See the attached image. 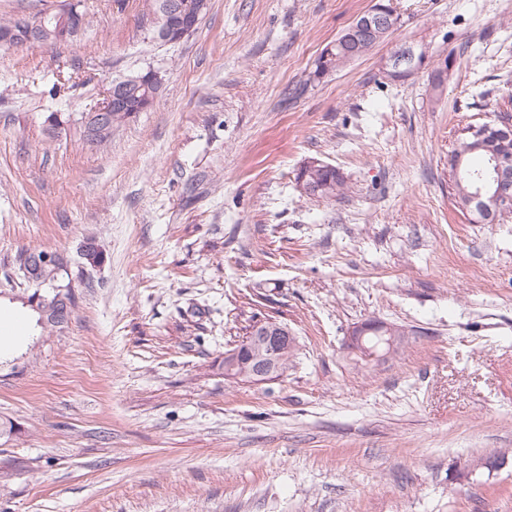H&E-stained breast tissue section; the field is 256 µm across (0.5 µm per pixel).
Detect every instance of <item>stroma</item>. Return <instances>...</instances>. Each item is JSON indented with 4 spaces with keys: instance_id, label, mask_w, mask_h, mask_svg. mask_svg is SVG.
I'll return each instance as SVG.
<instances>
[{
    "instance_id": "obj_1",
    "label": "stroma",
    "mask_w": 512,
    "mask_h": 512,
    "mask_svg": "<svg viewBox=\"0 0 512 512\" xmlns=\"http://www.w3.org/2000/svg\"><path fill=\"white\" fill-rule=\"evenodd\" d=\"M400 27L348 67L321 51L373 0H211L151 38L149 0H83L71 43L0 48L4 258L72 259L68 327L0 355V512H512V216L450 194L468 125L512 108V0H389ZM431 68L389 79L396 44ZM159 69L153 105L91 146L47 134L113 78ZM310 159L344 197L297 187ZM95 239L106 260L81 268ZM288 325L287 374L226 379L253 321ZM368 320L385 358L346 349ZM496 456L490 468L477 457ZM159 11L160 28L157 39L166 44L178 43L188 32L197 28L202 20L201 9L195 14H187L183 11L180 0L163 1ZM371 335V344L376 342V338L379 336L383 342L389 346H393L394 341L398 336H395V327L393 325L382 323V322H365L361 325L356 326L349 336L348 347L353 350L366 351L368 350L364 344L366 336Z\"/></svg>"
}]
</instances>
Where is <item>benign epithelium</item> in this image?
Instances as JSON below:
<instances>
[{
  "mask_svg": "<svg viewBox=\"0 0 512 512\" xmlns=\"http://www.w3.org/2000/svg\"><path fill=\"white\" fill-rule=\"evenodd\" d=\"M202 11L190 15L183 11L180 0H163L160 4L158 19L160 28L157 39L166 44L179 42L187 33L193 31L201 22ZM391 15L386 10L373 12L353 22L345 38L349 47L356 46L360 41L373 37L375 31L389 24ZM85 20L79 10V3L64 4L54 12V28H49L45 16L32 15L15 19L0 29V44L11 48H23L36 45H56L67 42L81 29ZM426 61V52L409 44H401L393 52L386 63V72H415L420 70ZM131 77H120L111 80L104 90L103 100L90 111L81 113L79 119L68 122H57L55 118L47 119L46 124L52 131L59 132L74 124L83 131V140L89 145H96L99 135L112 129L113 116L127 113L136 114L148 109L149 104L132 100L127 90L130 88ZM496 198L498 206L508 210L512 205V164L502 160L498 166ZM48 267L61 271L68 270V260L58 252L48 250H30L21 266V279L31 288H44L42 295L43 307L39 309L40 322L47 318L65 320L69 317L71 306L69 297L72 283L49 281L44 272ZM374 334L388 345L396 340L395 327L382 322H365L356 326L349 336L348 347L363 351L366 336ZM296 342L292 331L287 325L275 319L261 320L252 325L245 340L248 357H243L242 350L234 348L224 354V374L233 379H244L253 383H266L282 376V363L286 355L295 349Z\"/></svg>",
  "mask_w": 512,
  "mask_h": 512,
  "instance_id": "obj_1",
  "label": "benign epithelium"
}]
</instances>
